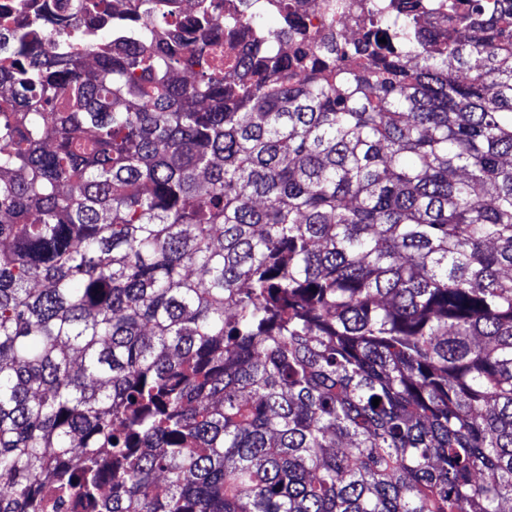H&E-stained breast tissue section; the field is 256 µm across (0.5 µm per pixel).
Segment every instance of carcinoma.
Wrapping results in <instances>:
<instances>
[{
    "mask_svg": "<svg viewBox=\"0 0 512 512\" xmlns=\"http://www.w3.org/2000/svg\"><path fill=\"white\" fill-rule=\"evenodd\" d=\"M256 2L0 30V512H512V0ZM302 13L306 19L307 24L313 27H326L330 21L333 30L336 32V38L340 41H345L346 39H349L351 35H353L352 29L350 27L342 25L346 21L344 17L336 15L330 19L320 8L314 7L307 3L302 4Z\"/></svg>",
    "mask_w": 512,
    "mask_h": 512,
    "instance_id": "carcinoma-1",
    "label": "carcinoma"
}]
</instances>
